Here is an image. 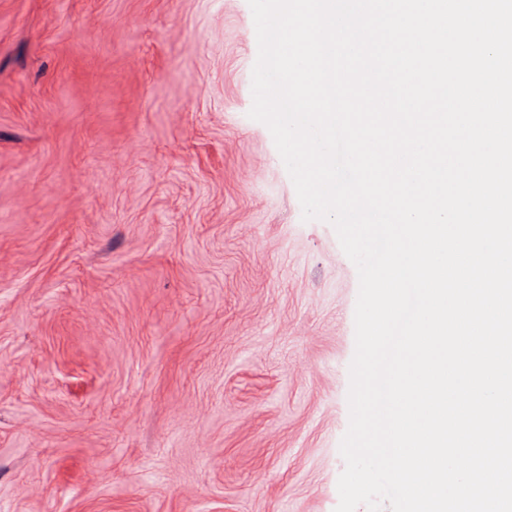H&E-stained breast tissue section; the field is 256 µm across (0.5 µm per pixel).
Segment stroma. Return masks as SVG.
<instances>
[{"mask_svg":"<svg viewBox=\"0 0 512 512\" xmlns=\"http://www.w3.org/2000/svg\"><path fill=\"white\" fill-rule=\"evenodd\" d=\"M257 52L248 0H0V512H335L358 274Z\"/></svg>","mask_w":512,"mask_h":512,"instance_id":"obj_1","label":"stroma"}]
</instances>
